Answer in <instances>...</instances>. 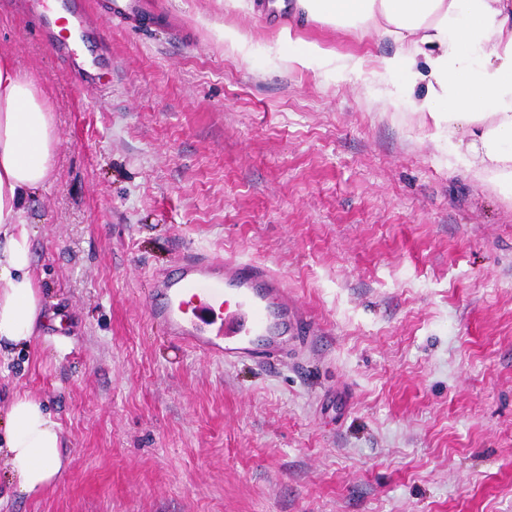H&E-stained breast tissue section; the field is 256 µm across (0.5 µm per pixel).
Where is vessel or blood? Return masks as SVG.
<instances>
[{"instance_id":"b4317fda","label":"vessel or blood","mask_w":512,"mask_h":512,"mask_svg":"<svg viewBox=\"0 0 512 512\" xmlns=\"http://www.w3.org/2000/svg\"><path fill=\"white\" fill-rule=\"evenodd\" d=\"M152 7L151 0H112L111 19L126 25ZM147 306L170 340L227 364L271 365L310 340L311 313L279 272L253 259L182 253L173 273L154 280Z\"/></svg>"}]
</instances>
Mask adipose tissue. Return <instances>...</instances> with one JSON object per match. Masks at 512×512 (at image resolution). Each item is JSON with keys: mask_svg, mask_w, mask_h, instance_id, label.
I'll list each match as a JSON object with an SVG mask.
<instances>
[{"mask_svg": "<svg viewBox=\"0 0 512 512\" xmlns=\"http://www.w3.org/2000/svg\"><path fill=\"white\" fill-rule=\"evenodd\" d=\"M293 12L339 31L389 41L377 101L427 113L435 147L451 146L467 173L512 198V0H295ZM290 69L322 64L360 80L364 60L317 42H296ZM54 114L42 91L0 55V349L32 341L47 321L34 274L29 199L43 189L56 154ZM0 462L10 495L54 488L63 469L62 428L42 401L15 394L5 413Z\"/></svg>", "mask_w": 512, "mask_h": 512, "instance_id": "ef3b65f1", "label": "adipose tissue"}]
</instances>
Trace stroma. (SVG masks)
Returning <instances> with one entry per match:
<instances>
[{"instance_id":"stroma-1","label":"stroma","mask_w":512,"mask_h":512,"mask_svg":"<svg viewBox=\"0 0 512 512\" xmlns=\"http://www.w3.org/2000/svg\"><path fill=\"white\" fill-rule=\"evenodd\" d=\"M164 2L135 29L92 7L81 53L0 0V53L55 114L27 217L64 318L8 354L0 408L44 402L67 462L0 512H512V200L372 97L391 43L292 27L362 56L354 83L288 69L267 0ZM188 249L278 270L311 345L227 365L168 340L145 298Z\"/></svg>"}]
</instances>
